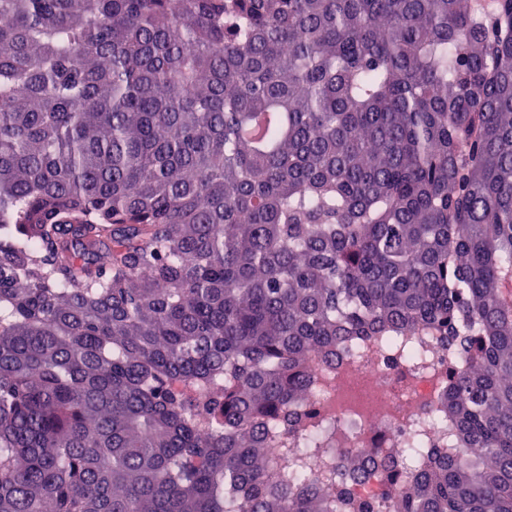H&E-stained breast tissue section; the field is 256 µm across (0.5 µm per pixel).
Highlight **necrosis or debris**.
Segmentation results:
<instances>
[{
	"mask_svg": "<svg viewBox=\"0 0 512 512\" xmlns=\"http://www.w3.org/2000/svg\"><path fill=\"white\" fill-rule=\"evenodd\" d=\"M415 345L411 357L371 341L332 364L312 359L315 384L302 410L325 433L321 451L302 452L310 472L342 452L369 462L411 448L447 447L448 426L437 416L436 398L448 381V356L436 337H416Z\"/></svg>",
	"mask_w": 512,
	"mask_h": 512,
	"instance_id": "obj_1",
	"label": "necrosis or debris"
}]
</instances>
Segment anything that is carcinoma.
Here are the masks:
<instances>
[{
    "instance_id": "carcinoma-1",
    "label": "carcinoma",
    "mask_w": 512,
    "mask_h": 512,
    "mask_svg": "<svg viewBox=\"0 0 512 512\" xmlns=\"http://www.w3.org/2000/svg\"><path fill=\"white\" fill-rule=\"evenodd\" d=\"M401 336L384 503L512 512V0H0V512H376L269 448ZM415 345L414 357L384 350L377 340L349 358L337 357L336 364L311 360L316 384L302 410L326 429L321 451L298 446L310 472L342 452L369 462L409 448L448 446V425L438 418L436 405L448 383V356L435 336L416 337Z\"/></svg>"
}]
</instances>
